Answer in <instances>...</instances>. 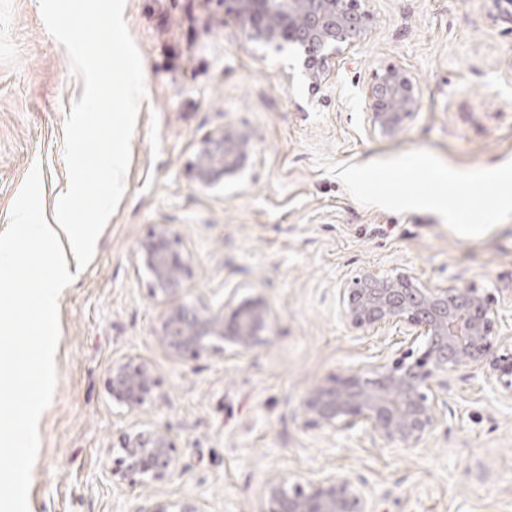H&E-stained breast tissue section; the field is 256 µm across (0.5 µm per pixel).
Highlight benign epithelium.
Instances as JSON below:
<instances>
[{
  "instance_id": "1",
  "label": "benign epithelium",
  "mask_w": 512,
  "mask_h": 512,
  "mask_svg": "<svg viewBox=\"0 0 512 512\" xmlns=\"http://www.w3.org/2000/svg\"><path fill=\"white\" fill-rule=\"evenodd\" d=\"M256 43L303 49L304 76L311 87L331 73L337 57L355 49L372 22L365 0H225ZM488 18L512 33V0H486ZM370 127L392 136L419 112L422 98L414 76L401 66L375 74L365 90ZM253 162L250 134L226 130L208 141L194 165L195 179L211 185L231 178ZM136 257L150 275V294L165 305L157 332L174 353L239 356L253 348L268 324L261 297L236 305L226 314L206 301L173 304L190 273L189 258L178 248L170 225L159 224L143 238ZM341 313L355 328L395 329L420 342L418 356L408 352L391 366L372 365L314 388L303 403L315 425L330 430L360 428L401 450L416 448L437 429L441 377L463 363L485 369L488 378L512 389V353L500 354L512 338L505 309L476 288L421 282L406 271L389 275L365 269L340 289ZM112 401L139 410L155 396L157 381L148 363L128 359L112 363L108 382ZM170 432L132 429L123 435L120 479L141 483L176 473ZM267 512H375L370 490L351 478L328 473L316 480L266 485Z\"/></svg>"
}]
</instances>
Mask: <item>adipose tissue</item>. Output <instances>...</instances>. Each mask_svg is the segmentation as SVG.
<instances>
[{
	"label": "adipose tissue",
	"mask_w": 512,
	"mask_h": 512,
	"mask_svg": "<svg viewBox=\"0 0 512 512\" xmlns=\"http://www.w3.org/2000/svg\"><path fill=\"white\" fill-rule=\"evenodd\" d=\"M69 205H62L58 211L57 221L53 224H32L21 221L14 225L11 232L0 237V268L14 270V258L18 247L30 237H37L45 242H55L60 235H67L66 253L57 255L48 271L42 276L31 296H9L0 291V298L9 299L14 308H23L27 302H35L41 317L49 319L55 314L59 290L74 281L72 257L85 253L91 246V238L85 226L68 223Z\"/></svg>",
	"instance_id": "obj_1"
}]
</instances>
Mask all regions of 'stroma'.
I'll return each mask as SVG.
<instances>
[{
  "label": "stroma",
  "mask_w": 512,
  "mask_h": 512,
  "mask_svg": "<svg viewBox=\"0 0 512 512\" xmlns=\"http://www.w3.org/2000/svg\"><path fill=\"white\" fill-rule=\"evenodd\" d=\"M366 39L317 88L289 79L292 46L250 42L224 0H126L146 97L130 143L125 193L77 282L62 288L52 375L36 364L0 384V413L27 441L21 497L0 456V512H154L188 501L198 512H266L268 482L329 472L365 483L377 512H512V391L484 369L458 367L427 441L395 450L361 430L313 425L302 404L316 386L392 365L410 346L394 330L357 329L339 291L362 269L478 288L512 304V225L465 240L427 211L358 203L319 168L425 149L458 170L512 160V36L485 0H368ZM421 89L416 118L392 137L371 131L364 91L388 65ZM84 91L39 0H0V235L28 211L54 219L68 186L65 118ZM227 129L251 136L254 165L231 184L200 185L204 142ZM170 225L190 256L181 295L212 307L263 296L270 325L257 346L227 359L178 356L157 338L160 305L136 261L155 225ZM65 239H33L0 286L29 291ZM140 358L158 382L144 409L113 404V362ZM41 405L35 424L25 407ZM169 429L178 471L120 480L117 448L136 428Z\"/></svg>",
  "instance_id": "obj_1"
}]
</instances>
